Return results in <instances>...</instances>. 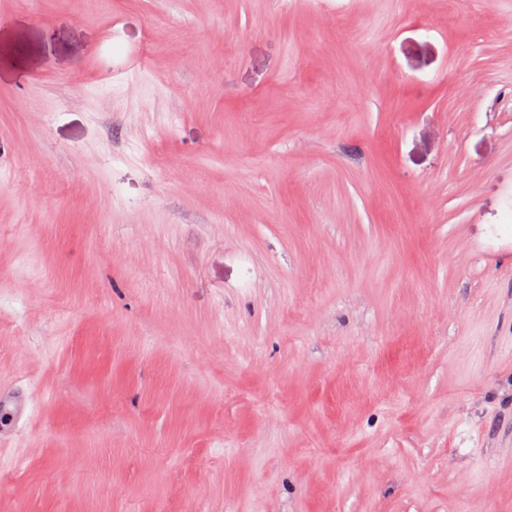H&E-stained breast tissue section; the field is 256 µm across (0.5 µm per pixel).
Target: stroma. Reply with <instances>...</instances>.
<instances>
[{
  "label": "stroma",
  "instance_id": "obj_1",
  "mask_svg": "<svg viewBox=\"0 0 512 512\" xmlns=\"http://www.w3.org/2000/svg\"><path fill=\"white\" fill-rule=\"evenodd\" d=\"M0 512H512V0H0Z\"/></svg>",
  "mask_w": 512,
  "mask_h": 512
}]
</instances>
